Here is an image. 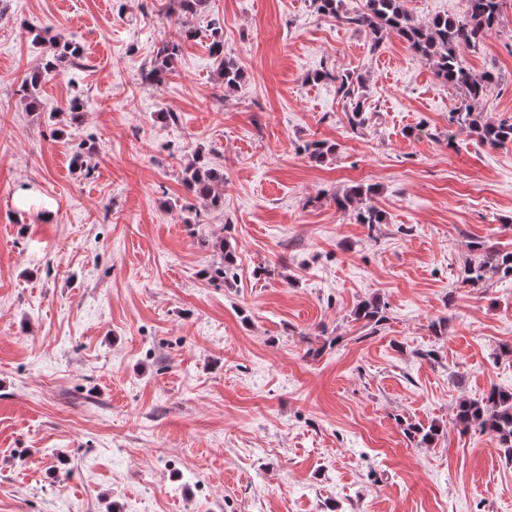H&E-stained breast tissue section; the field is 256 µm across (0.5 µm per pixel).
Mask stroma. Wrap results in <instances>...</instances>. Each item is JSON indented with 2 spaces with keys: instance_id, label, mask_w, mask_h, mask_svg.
Instances as JSON below:
<instances>
[{
  "instance_id": "1",
  "label": "stroma",
  "mask_w": 512,
  "mask_h": 512,
  "mask_svg": "<svg viewBox=\"0 0 512 512\" xmlns=\"http://www.w3.org/2000/svg\"><path fill=\"white\" fill-rule=\"evenodd\" d=\"M169 6L0 0V512H512V456L455 422L460 399L512 389V278L462 282L471 242L512 251V145L449 123L460 90L399 38L312 0ZM216 29L247 75L230 94ZM54 36L84 59L32 111L19 87ZM465 56L495 76L477 111L511 116L512 0ZM322 70L362 75L363 126ZM317 139L337 151L316 165ZM198 153L223 208L183 186ZM357 183L384 223L337 209ZM220 237L229 285L206 275ZM374 297L371 328L353 310ZM181 45L175 40H164L159 44L151 67L143 73L146 82L159 84L170 71L174 59L179 55ZM211 246L217 252L219 261L213 265L207 275L212 281L222 280L230 283L237 278V251L236 247L226 238H219ZM385 313V307L380 300L372 298L360 302L353 312V317L356 321H365V326L375 328L386 321Z\"/></svg>"
}]
</instances>
